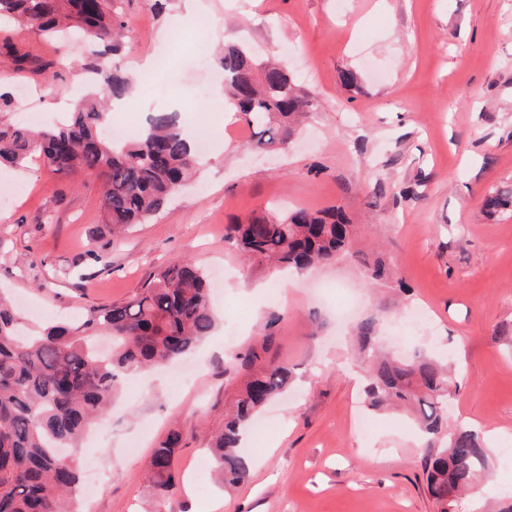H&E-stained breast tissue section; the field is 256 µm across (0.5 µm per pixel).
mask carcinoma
Returning a JSON list of instances; mask_svg holds the SVG:
<instances>
[{"label": "carcinoma", "instance_id": "1", "mask_svg": "<svg viewBox=\"0 0 512 512\" xmlns=\"http://www.w3.org/2000/svg\"><path fill=\"white\" fill-rule=\"evenodd\" d=\"M125 0H0V18L14 19L48 38L85 36L104 51L122 48ZM22 69L60 79L36 59L19 57ZM224 71V94L255 136L250 146L287 148L312 102L278 64L259 63L242 45L214 54ZM102 96L84 100L69 117L34 133L0 120V166L21 167L37 153L59 174L81 171L102 185L104 223L120 230L146 224L195 175L198 155L177 113L154 112L144 128L117 141L105 133L112 101L129 95L131 80L106 64L87 67ZM512 204V189L485 199L488 211ZM352 225L336 212L297 209L248 224H229L224 240L248 260L303 272L330 263L349 244ZM215 326L204 273L173 260L123 304L94 305L73 322L34 329L0 296V512H81L74 493L80 472L73 457L89 426L112 404L125 376L190 352ZM377 321H363L358 340L371 410L400 406L415 413L426 455V491L437 512H460L489 478L487 448L479 434L451 425L447 402L457 387L447 365L429 355L407 361L377 354ZM272 335L224 360V378L246 381L224 414V430L211 448L224 487L243 483L251 460L241 448L261 410L290 383L288 365L269 357ZM180 438L154 449L147 473L160 500L174 486Z\"/></svg>", "mask_w": 512, "mask_h": 512}]
</instances>
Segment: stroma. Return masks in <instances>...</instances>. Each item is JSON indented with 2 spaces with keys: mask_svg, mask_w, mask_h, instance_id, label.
<instances>
[{
  "mask_svg": "<svg viewBox=\"0 0 512 512\" xmlns=\"http://www.w3.org/2000/svg\"><path fill=\"white\" fill-rule=\"evenodd\" d=\"M218 42L242 41L261 57L280 56L313 103L288 149L250 150L253 131L226 118L215 92L224 76L199 66V28L177 27L184 0L158 11L132 0L126 21L133 51L107 55L132 73L137 106L111 121H146L178 111L188 132L206 130L211 151L195 185L150 223L115 236L102 220L98 182L52 172L41 159L0 180V287L34 325L92 304L129 301L158 268L188 258L224 271L213 299L216 326L183 366L196 378L177 387L172 367L128 376L103 425L83 439L79 461L86 512H435L424 492L426 450L401 411L375 413L365 437L356 325L384 322L392 351L444 356L457 369L452 420L512 442V208L487 212L484 198L512 189V0H201ZM14 54H0V87L26 112L72 108L91 92L83 68L92 46L0 27ZM53 62L63 83L20 70L17 55ZM163 57L152 79L135 58ZM357 80L349 84L346 72ZM341 211L355 228L332 264L302 275L244 261L224 240L230 224L288 208ZM99 262H91V255ZM384 258L394 277L372 281ZM419 307L431 326L405 329L399 309ZM280 323L271 354L293 372L271 402L249 451L248 479L225 491L209 463L234 386L224 358ZM181 438L176 486L167 504L151 490L146 463L169 435ZM494 477L464 512H490L512 495V459L496 453Z\"/></svg>",
  "mask_w": 512,
  "mask_h": 512,
  "instance_id": "1",
  "label": "stroma"
}]
</instances>
